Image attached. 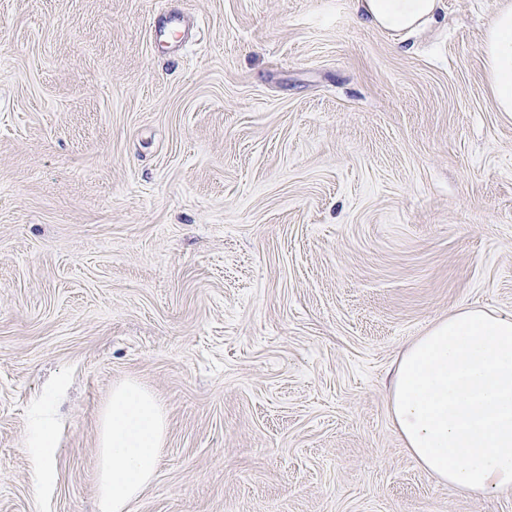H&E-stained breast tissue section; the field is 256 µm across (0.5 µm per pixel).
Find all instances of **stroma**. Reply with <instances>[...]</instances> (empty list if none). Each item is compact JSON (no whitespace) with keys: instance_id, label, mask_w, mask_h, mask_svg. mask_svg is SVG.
I'll return each mask as SVG.
<instances>
[{"instance_id":"1","label":"stroma","mask_w":512,"mask_h":512,"mask_svg":"<svg viewBox=\"0 0 512 512\" xmlns=\"http://www.w3.org/2000/svg\"><path fill=\"white\" fill-rule=\"evenodd\" d=\"M504 2L402 41L354 0H0V512H95L129 379L168 416L130 512H512L390 416L437 321L512 316V113L480 53ZM160 9L189 27L155 45ZM36 474L40 481L50 476L49 466L57 453L54 423L50 413L45 410L34 421L33 433L28 440Z\"/></svg>"}]
</instances>
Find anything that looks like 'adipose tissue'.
I'll use <instances>...</instances> for the list:
<instances>
[{"label":"adipose tissue","instance_id":"ef3b65f1","mask_svg":"<svg viewBox=\"0 0 512 512\" xmlns=\"http://www.w3.org/2000/svg\"><path fill=\"white\" fill-rule=\"evenodd\" d=\"M441 0H355L361 21L410 37L434 22ZM495 107L512 112V0L480 45ZM391 415L405 448L435 478L482 496L512 492V317L461 308L403 354L391 385ZM167 416L152 392L113 387L99 418L98 512H129L156 477ZM39 479L57 448L49 412L28 440Z\"/></svg>","mask_w":512,"mask_h":512}]
</instances>
